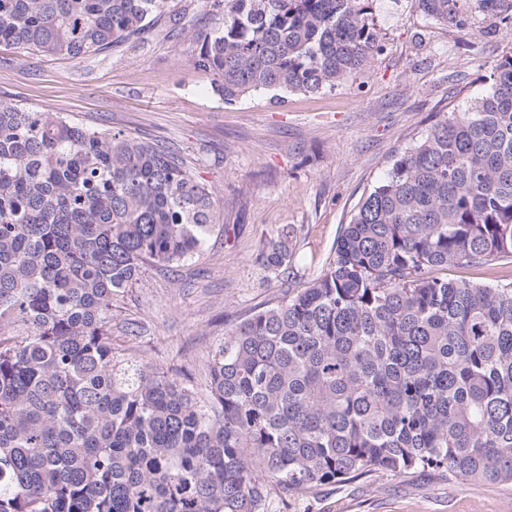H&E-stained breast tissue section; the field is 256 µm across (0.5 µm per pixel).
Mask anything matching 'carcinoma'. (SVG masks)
<instances>
[{
  "label": "carcinoma",
  "mask_w": 512,
  "mask_h": 512,
  "mask_svg": "<svg viewBox=\"0 0 512 512\" xmlns=\"http://www.w3.org/2000/svg\"><path fill=\"white\" fill-rule=\"evenodd\" d=\"M189 62L232 103L332 90L384 51L377 0H205ZM171 0H0V42L85 58ZM458 33L512 29V0H412ZM397 153L301 288L224 333L195 378L112 348V307L218 223L168 147L0 101V512H270L318 485L427 473L512 484V55ZM293 231L255 262L293 273ZM448 280L468 279L483 284L508 283L512 281L511 260H503L484 267H450L441 271Z\"/></svg>",
  "instance_id": "cac0c4a2"
}]
</instances>
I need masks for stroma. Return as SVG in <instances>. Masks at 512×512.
Listing matches in <instances>:
<instances>
[{"mask_svg":"<svg viewBox=\"0 0 512 512\" xmlns=\"http://www.w3.org/2000/svg\"><path fill=\"white\" fill-rule=\"evenodd\" d=\"M172 11L143 39L99 58L0 46V101L162 143L211 189L219 222L201 253L172 269L147 268L112 310L118 353L187 369L201 388L225 329L322 270L391 157L426 131L432 113L464 110L480 96L488 66L512 50V31L487 38L475 26L461 48L454 30L410 0H378L385 50L371 67L331 91H260L227 103L211 75L188 62L195 45L182 22L209 24L207 8L174 0ZM285 228L293 231L290 283L255 261ZM289 512H512V486L384 475L316 487Z\"/></svg>","mask_w":512,"mask_h":512,"instance_id":"obj_1","label":"stroma"}]
</instances>
